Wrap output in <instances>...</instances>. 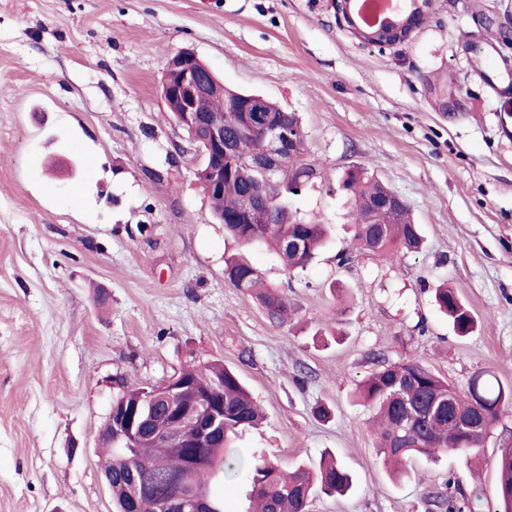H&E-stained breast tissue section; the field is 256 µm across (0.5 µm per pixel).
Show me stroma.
Returning <instances> with one entry per match:
<instances>
[{"instance_id":"1","label":"stroma","mask_w":512,"mask_h":512,"mask_svg":"<svg viewBox=\"0 0 512 512\" xmlns=\"http://www.w3.org/2000/svg\"><path fill=\"white\" fill-rule=\"evenodd\" d=\"M181 49L299 117L314 174L289 207L328 226L306 271L215 222L160 90ZM355 170L402 198L419 252L340 262ZM229 258L291 320L235 288ZM444 280L468 335L435 306ZM405 359L460 388L482 370L512 385V0H435L389 47L354 38L330 0H0V512H114L98 434L123 384L212 362L265 416L238 450L285 469L331 452L354 475L311 512H429L450 479L493 512L512 405L481 475L453 453L399 482L378 462L351 392ZM224 273L235 288L254 295L271 320L280 323L288 317V299L276 288L263 285L258 272L251 265L238 260L231 261L226 263Z\"/></svg>"}]
</instances>
